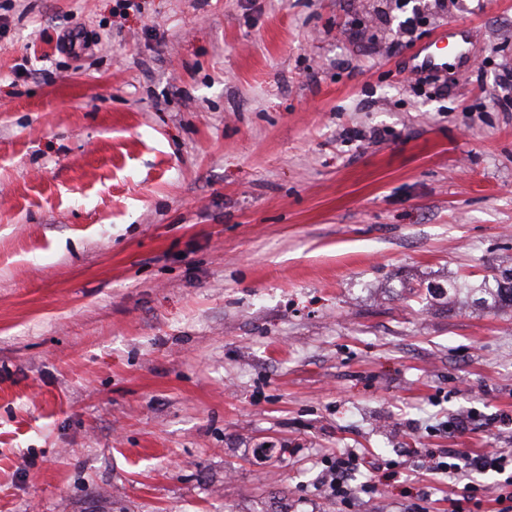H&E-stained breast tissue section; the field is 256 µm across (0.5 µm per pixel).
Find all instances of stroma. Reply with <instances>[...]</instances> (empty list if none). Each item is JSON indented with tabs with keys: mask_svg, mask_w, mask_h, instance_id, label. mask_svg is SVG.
Here are the masks:
<instances>
[{
	"mask_svg": "<svg viewBox=\"0 0 512 512\" xmlns=\"http://www.w3.org/2000/svg\"><path fill=\"white\" fill-rule=\"evenodd\" d=\"M508 66L512 0H0V512H327L339 448L450 512L406 449L512 451V307L438 292L512 269Z\"/></svg>",
	"mask_w": 512,
	"mask_h": 512,
	"instance_id": "1",
	"label": "stroma"
}]
</instances>
